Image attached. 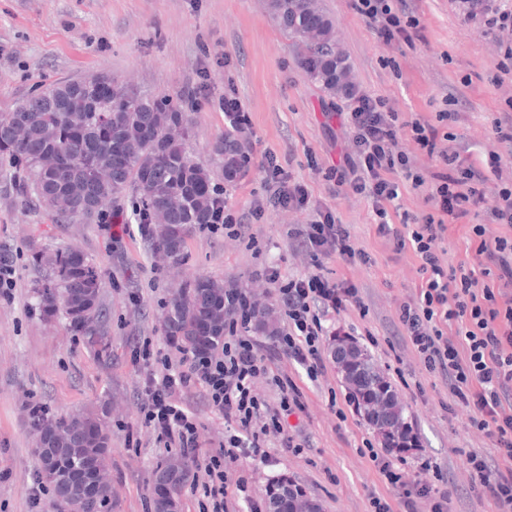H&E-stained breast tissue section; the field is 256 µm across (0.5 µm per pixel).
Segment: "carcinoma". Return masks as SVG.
Returning a JSON list of instances; mask_svg holds the SVG:
<instances>
[{"label": "carcinoma", "instance_id": "cac0c4a2", "mask_svg": "<svg viewBox=\"0 0 512 512\" xmlns=\"http://www.w3.org/2000/svg\"><path fill=\"white\" fill-rule=\"evenodd\" d=\"M268 8L293 39L304 72L329 94L347 95L348 63L336 50L334 24L316 0H269ZM92 76L57 83L18 103L0 116V165L10 168L16 204L32 203L58 217L83 211L103 217L122 195L134 193L132 219L155 251L173 261L185 240L203 224L224 223L217 207L220 191L204 165L186 151L190 131L178 106L166 97H147L124 83ZM232 108L224 135L212 145L224 179L234 181L247 169L248 150ZM49 273L33 286L36 305L53 319H65L97 355L110 358V340L101 300L102 271L87 255L61 250L34 254ZM224 288L198 278L170 304L165 332L180 336L187 349L215 345L224 336ZM351 396L381 434L395 435L408 424L394 400L392 386L371 356L356 351L345 371ZM37 433L35 455L49 456L39 467L52 492V507L62 512H112L108 484L109 435L97 432L95 418L57 416L40 405L30 411ZM192 463L179 472L157 471L154 484L167 491L153 499L154 512H168L181 497Z\"/></svg>", "mask_w": 512, "mask_h": 512}]
</instances>
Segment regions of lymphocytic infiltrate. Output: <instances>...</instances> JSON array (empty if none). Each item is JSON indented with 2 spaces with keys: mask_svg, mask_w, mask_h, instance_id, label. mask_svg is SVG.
Instances as JSON below:
<instances>
[{
  "mask_svg": "<svg viewBox=\"0 0 512 512\" xmlns=\"http://www.w3.org/2000/svg\"><path fill=\"white\" fill-rule=\"evenodd\" d=\"M353 8L388 43L410 38L420 26L406 0H353ZM436 118L433 124L408 120L386 99L359 95L345 117L350 136L340 161L324 178L335 182L337 191L369 199L378 234L393 237L398 250L412 251L420 282L416 295L397 307L402 348L428 372L447 379L450 395L469 413L470 426L492 440L493 455L468 452L467 468L498 512H512V114L493 122L497 147L487 158L496 177L491 188L482 171L466 163L454 144L455 134L437 129L440 123L456 121V113L440 112ZM421 153L448 168L434 185H427L416 165ZM263 170L272 194L255 199L248 215L225 210L223 224L208 225L207 230L240 239L250 230L249 219L261 218L266 207L313 208L311 223L288 232L293 250L310 257L312 270L288 277L275 266L257 272L283 312L272 346L255 334L258 301L233 286L224 291V340L219 346L177 356L154 349L146 340L136 352L148 370L144 421L164 447L199 458L195 418L174 399L183 389L201 385L208 405L224 417V446L201 458L200 465L211 512H230L233 491L227 464L265 461L272 436L282 437L285 448L294 446L285 435V419L300 409V394L282 373L281 359L295 361L310 378H318L325 370L322 339L328 333L327 318L351 308L366 310L356 284L326 276L320 265L332 255L364 264L369 254L356 246L332 210L313 205L307 184L293 180L274 154H266ZM404 180L415 189L428 187L426 200L432 210L398 229L388 220V207L398 199ZM479 213L484 223L469 227L476 262L449 264L442 246L448 220ZM261 376L277 389V404L255 392L254 381ZM376 463L383 482L398 492L408 512H420L423 504L429 512H445L447 489L405 480L389 457H378Z\"/></svg>",
  "mask_w": 512,
  "mask_h": 512,
  "instance_id": "1",
  "label": "lymphocytic infiltrate"
}]
</instances>
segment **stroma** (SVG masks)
<instances>
[{"label": "stroma", "instance_id": "stroma-1", "mask_svg": "<svg viewBox=\"0 0 512 512\" xmlns=\"http://www.w3.org/2000/svg\"><path fill=\"white\" fill-rule=\"evenodd\" d=\"M317 2L335 22L355 87L387 99L405 118L429 122L446 111L447 100H456L452 130L467 158L483 168L493 145L492 123L512 98V71H502L504 50L480 18L467 16L461 0H413L419 37L387 44L350 0ZM92 73L112 75L143 94L170 96L192 128L188 152L211 169L233 211L247 212L253 199L266 196L261 163L271 152L308 185L314 204L329 207L348 225L369 263L333 255L324 266L330 277L356 284L367 313L350 310L335 323L373 356L417 435V448L401 454L400 466L412 480H447V512H491L484 488L471 485L466 471L467 452L489 451L491 440L468 426L445 380L413 358L396 361L389 344L397 304L418 282L414 258L378 236L368 199L331 193L322 174L347 141V103L300 69L293 41L267 0H0V113L37 90ZM228 98L251 123L249 167L232 182L211 154L227 124ZM129 214L125 199L92 222L61 219L35 206L22 210L8 178L0 176V254L15 269L14 288L0 295V512H51L50 491L40 502L32 500L38 461L27 409L33 403L55 415L101 419L110 430L113 512H154L155 472L177 454L159 447L143 421L146 369L135 358L138 342L148 337L170 345L168 304L200 277L245 288L278 323L280 309L255 271L267 264L285 276L308 269L307 259L290 247L288 228L309 223L312 208H267L252 226V244L194 231L179 263L151 251ZM69 248L102 270L110 359L94 355L64 321L46 320L32 298L34 283L47 273L33 264V250ZM325 365V375L314 380L299 364L282 360L303 403L288 419L302 451L292 454L276 438L268 443L266 462L229 465L231 482L245 484L230 512H269L266 489L279 479L300 483L321 512H370V493H385L374 463L362 453L367 443L382 449L381 439L351 402L335 360L326 358ZM177 399L196 417L200 455L221 448L224 418L208 407L201 389H186Z\"/></svg>", "mask_w": 512, "mask_h": 512}]
</instances>
